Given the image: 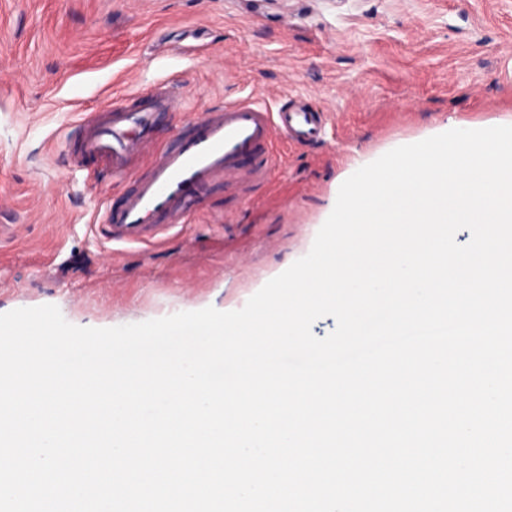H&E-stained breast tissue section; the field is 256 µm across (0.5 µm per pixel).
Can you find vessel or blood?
<instances>
[{
	"label": "vessel or blood",
	"instance_id": "vessel-or-blood-1",
	"mask_svg": "<svg viewBox=\"0 0 512 512\" xmlns=\"http://www.w3.org/2000/svg\"><path fill=\"white\" fill-rule=\"evenodd\" d=\"M143 107L115 106L83 125L73 153L75 165L97 159L113 181L142 170L120 208L103 200L99 222L111 241L154 242L163 230L189 223L202 192L223 181L227 195L247 201L246 185L268 180L280 168L279 144L322 140L329 113L302 99L280 94L275 108L234 100L170 130L167 144L158 131L172 114L185 111V95L173 81L146 87Z\"/></svg>",
	"mask_w": 512,
	"mask_h": 512
}]
</instances>
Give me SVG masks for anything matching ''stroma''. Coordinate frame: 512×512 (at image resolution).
Segmentation results:
<instances>
[{
	"mask_svg": "<svg viewBox=\"0 0 512 512\" xmlns=\"http://www.w3.org/2000/svg\"><path fill=\"white\" fill-rule=\"evenodd\" d=\"M223 54L226 71L209 52ZM180 77L186 114L275 95L331 113L324 142L284 151L241 206L211 185L193 223L158 244H111L89 224L136 175L101 186L72 162L78 113L136 105ZM455 120L512 125V0H0V313L56 305L107 328L241 309L311 249L357 160Z\"/></svg>",
	"mask_w": 512,
	"mask_h": 512,
	"instance_id": "stroma-1",
	"label": "stroma"
}]
</instances>
